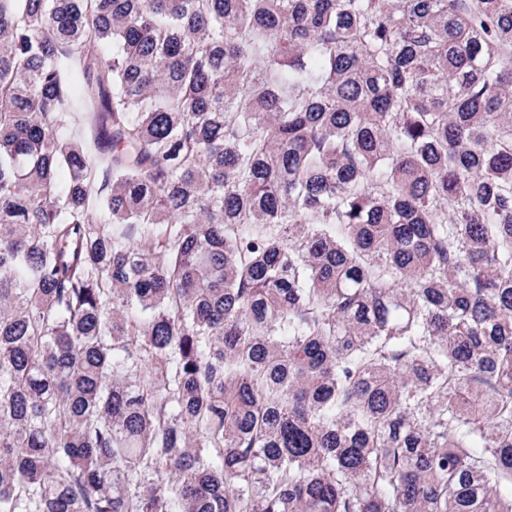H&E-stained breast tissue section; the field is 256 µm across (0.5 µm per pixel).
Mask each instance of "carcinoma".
I'll list each match as a JSON object with an SVG mask.
<instances>
[{
	"label": "carcinoma",
	"instance_id": "carcinoma-1",
	"mask_svg": "<svg viewBox=\"0 0 512 512\" xmlns=\"http://www.w3.org/2000/svg\"><path fill=\"white\" fill-rule=\"evenodd\" d=\"M503 485L512 0H0V512Z\"/></svg>",
	"mask_w": 512,
	"mask_h": 512
}]
</instances>
